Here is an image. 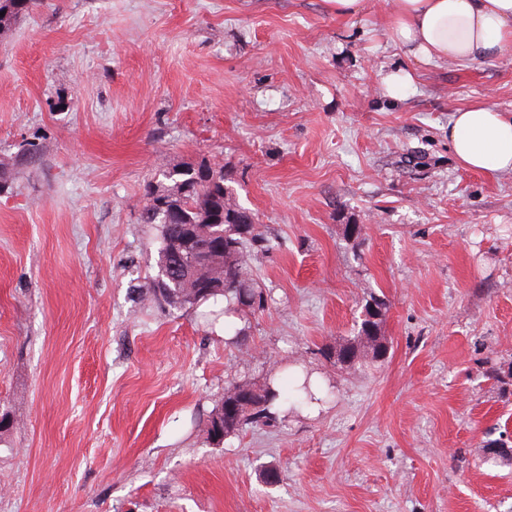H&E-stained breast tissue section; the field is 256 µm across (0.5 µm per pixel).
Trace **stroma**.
<instances>
[{"label": "stroma", "instance_id": "35a3bbf8", "mask_svg": "<svg viewBox=\"0 0 512 512\" xmlns=\"http://www.w3.org/2000/svg\"><path fill=\"white\" fill-rule=\"evenodd\" d=\"M388 10L38 0L0 40V512H512L485 454L512 449V173L448 143L460 107L512 113V52L418 62ZM214 163L266 238L239 345L223 303L136 294L145 184ZM372 295L389 353L337 369ZM277 358L334 398L210 441L230 376Z\"/></svg>", "mask_w": 512, "mask_h": 512}]
</instances>
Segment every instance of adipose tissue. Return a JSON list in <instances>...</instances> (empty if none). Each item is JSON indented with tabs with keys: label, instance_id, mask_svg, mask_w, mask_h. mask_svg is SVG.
Masks as SVG:
<instances>
[{
	"label": "adipose tissue",
	"instance_id": "ef3b65f1",
	"mask_svg": "<svg viewBox=\"0 0 512 512\" xmlns=\"http://www.w3.org/2000/svg\"><path fill=\"white\" fill-rule=\"evenodd\" d=\"M387 28L416 60L466 65L512 48V0H390ZM448 140L461 167L512 172V114L473 102L452 112Z\"/></svg>",
	"mask_w": 512,
	"mask_h": 512
}]
</instances>
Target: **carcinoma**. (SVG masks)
Listing matches in <instances>:
<instances>
[{
  "mask_svg": "<svg viewBox=\"0 0 512 512\" xmlns=\"http://www.w3.org/2000/svg\"><path fill=\"white\" fill-rule=\"evenodd\" d=\"M33 0H0V38L12 33L15 18L27 11ZM202 167L175 168L153 188L165 193L175 205L176 214L146 200L144 223L160 225L157 272L140 286L143 300L153 303L157 291H167L165 303L171 308L193 307L209 300L224 299V314L264 310L267 305L262 289L252 278L254 256L264 248L265 238L253 224V216L237 201L227 185L212 187L200 172ZM205 247L202 262L188 261L187 249ZM368 317L362 319L356 336L336 346V362L349 368L372 364L386 356L388 345L381 334L388 306L373 296L364 305ZM274 381L260 387L263 405L258 409L243 406L242 425L271 416L270 408L303 405L320 401L314 392L311 374L295 379L292 390L285 391Z\"/></svg>",
  "mask_w": 512,
  "mask_h": 512,
  "instance_id": "carcinoma-1",
  "label": "carcinoma"
}]
</instances>
